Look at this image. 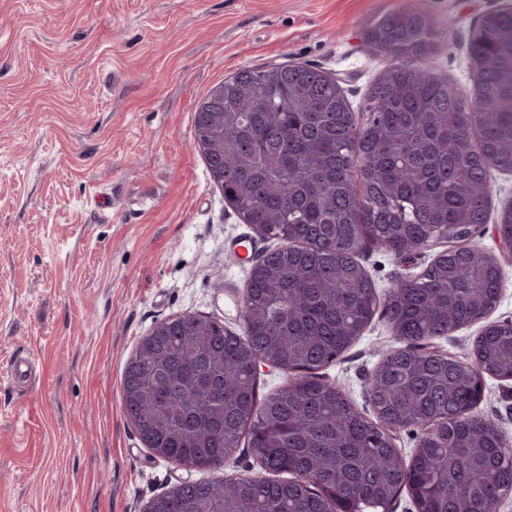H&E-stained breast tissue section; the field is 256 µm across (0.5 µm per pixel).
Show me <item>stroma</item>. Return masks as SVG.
<instances>
[{
    "label": "stroma",
    "instance_id": "35a3bbf8",
    "mask_svg": "<svg viewBox=\"0 0 512 512\" xmlns=\"http://www.w3.org/2000/svg\"><path fill=\"white\" fill-rule=\"evenodd\" d=\"M512 0H0V512H142L199 474L152 456L122 377L152 327L193 313L242 332L252 261L277 247L224 202L194 113L244 67L309 64L359 104L388 65L365 28L403 6L439 38L421 61L472 90L471 29ZM437 247L358 262L385 295ZM375 315L322 371L361 411L381 352ZM31 355L23 384L12 358ZM478 413L512 441V381Z\"/></svg>",
    "mask_w": 512,
    "mask_h": 512
}]
</instances>
